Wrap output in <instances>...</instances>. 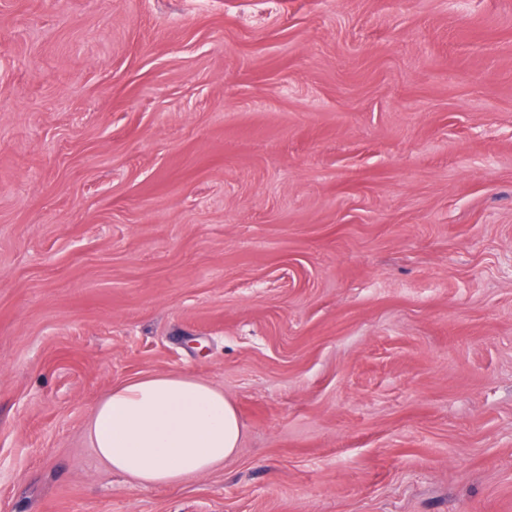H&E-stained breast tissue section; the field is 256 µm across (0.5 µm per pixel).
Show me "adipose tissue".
<instances>
[{"label":"adipose tissue","instance_id":"obj_1","mask_svg":"<svg viewBox=\"0 0 512 512\" xmlns=\"http://www.w3.org/2000/svg\"><path fill=\"white\" fill-rule=\"evenodd\" d=\"M242 428L222 390L182 374L146 375L97 405L90 438L98 458L139 486H174L233 456Z\"/></svg>","mask_w":512,"mask_h":512}]
</instances>
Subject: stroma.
Listing matches in <instances>:
<instances>
[{
  "mask_svg": "<svg viewBox=\"0 0 512 512\" xmlns=\"http://www.w3.org/2000/svg\"><path fill=\"white\" fill-rule=\"evenodd\" d=\"M157 373L241 443L134 487ZM0 512H512V0H0ZM90 438L98 458L139 486H174L211 472L239 448L237 409L224 392L182 374L146 375L112 388Z\"/></svg>",
  "mask_w": 512,
  "mask_h": 512,
  "instance_id": "obj_1",
  "label": "stroma"
}]
</instances>
